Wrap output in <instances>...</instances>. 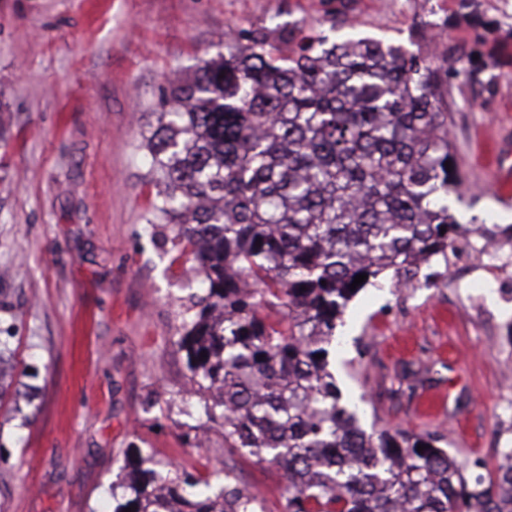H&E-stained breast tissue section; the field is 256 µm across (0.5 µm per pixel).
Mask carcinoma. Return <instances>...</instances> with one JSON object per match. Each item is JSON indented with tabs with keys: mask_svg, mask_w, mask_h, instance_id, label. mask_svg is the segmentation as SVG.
Wrapping results in <instances>:
<instances>
[{
	"mask_svg": "<svg viewBox=\"0 0 512 512\" xmlns=\"http://www.w3.org/2000/svg\"><path fill=\"white\" fill-rule=\"evenodd\" d=\"M161 108L143 141L145 223L171 225L204 274L178 346L224 447L287 474L285 512H512V443L495 477L469 479L439 434L366 432L328 370L337 321L367 285L472 255L448 208L447 58L301 21L240 30ZM146 463L123 494L111 486L110 512H263L221 469L161 480Z\"/></svg>",
	"mask_w": 512,
	"mask_h": 512,
	"instance_id": "carcinoma-1",
	"label": "carcinoma"
}]
</instances>
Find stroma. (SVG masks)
Instances as JSON below:
<instances>
[{"mask_svg": "<svg viewBox=\"0 0 512 512\" xmlns=\"http://www.w3.org/2000/svg\"><path fill=\"white\" fill-rule=\"evenodd\" d=\"M356 27L443 55L457 223L512 225L491 179L512 169V0H0V512H108L131 449L197 476L213 468L284 512L277 466L224 446L198 411L177 345L202 275L170 227L144 217L142 148L169 78L239 29ZM435 279L390 278L347 305L330 371L365 428L441 432L494 471L512 425V281L506 300Z\"/></svg>", "mask_w": 512, "mask_h": 512, "instance_id": "stroma-1", "label": "stroma"}]
</instances>
